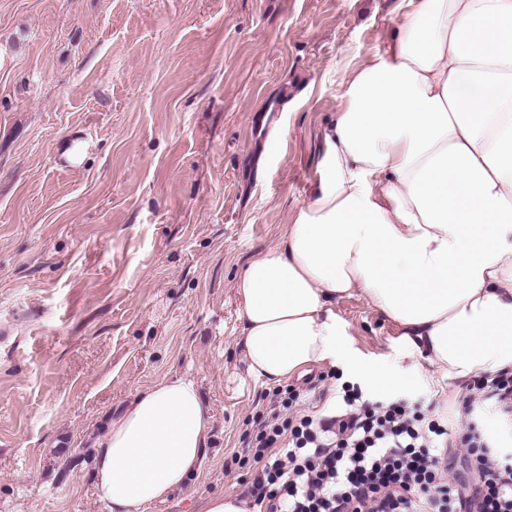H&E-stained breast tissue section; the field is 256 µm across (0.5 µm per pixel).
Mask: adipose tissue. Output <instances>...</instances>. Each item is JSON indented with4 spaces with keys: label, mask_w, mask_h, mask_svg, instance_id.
Here are the masks:
<instances>
[{
    "label": "adipose tissue",
    "mask_w": 512,
    "mask_h": 512,
    "mask_svg": "<svg viewBox=\"0 0 512 512\" xmlns=\"http://www.w3.org/2000/svg\"><path fill=\"white\" fill-rule=\"evenodd\" d=\"M319 179L277 245L243 267L237 345L269 387L343 364L339 300L362 296L441 377L512 375V0H402L321 134ZM212 414L163 378L96 443L108 512H144L201 465Z\"/></svg>",
    "instance_id": "adipose-tissue-1"
}]
</instances>
